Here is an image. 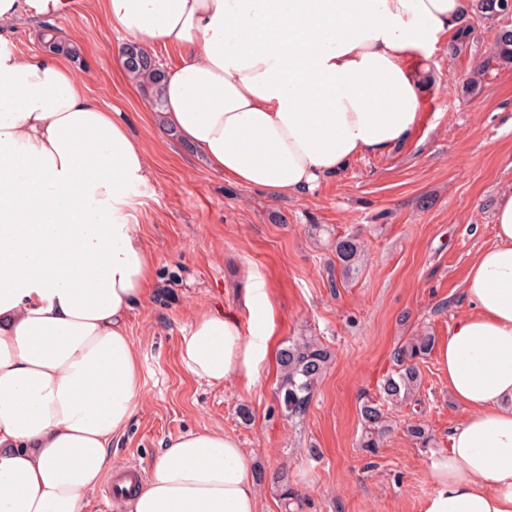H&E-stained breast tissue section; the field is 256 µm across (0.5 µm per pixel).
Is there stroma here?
Wrapping results in <instances>:
<instances>
[{"mask_svg":"<svg viewBox=\"0 0 512 512\" xmlns=\"http://www.w3.org/2000/svg\"><path fill=\"white\" fill-rule=\"evenodd\" d=\"M54 24L80 48L69 64L88 94L118 112L149 156V180L128 208L157 260L152 292L128 319L143 398L111 445L113 462L146 468L169 439L208 429L233 436L252 458L262 512H281L279 474L306 497L304 512H421L431 460L469 415L449 393L437 352L419 361L415 396L388 408L389 430L373 453L360 446V407L395 370L399 346L424 332L443 342L468 313L465 279L493 241L496 198L512 192V67L487 62L496 23L474 20L466 49L452 53L446 36L422 61L410 139L361 154L288 198L227 182L177 138L158 139L152 94L129 78L124 40L101 10L70 0ZM481 62L479 94L463 96L461 83ZM344 234L365 244L349 276L334 249ZM257 285L266 301H248ZM204 309L235 317L248 341L270 322L256 377L211 387L183 370L181 338ZM303 337L333 357L307 412L291 419L276 395L278 352ZM410 423L424 426L428 444L407 434Z\"/></svg>","mask_w":512,"mask_h":512,"instance_id":"1","label":"stroma"}]
</instances>
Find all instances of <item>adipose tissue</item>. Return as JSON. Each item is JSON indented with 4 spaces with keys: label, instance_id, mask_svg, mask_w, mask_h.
I'll use <instances>...</instances> for the list:
<instances>
[{
    "label": "adipose tissue",
    "instance_id": "1",
    "mask_svg": "<svg viewBox=\"0 0 512 512\" xmlns=\"http://www.w3.org/2000/svg\"><path fill=\"white\" fill-rule=\"evenodd\" d=\"M131 42L190 48L161 79V119L225 180L312 191L352 158L407 140L428 57L466 0H91ZM69 0H0V512H85L142 394L127 332L156 268L126 211L146 147L85 91L65 55L4 32ZM464 285L472 306L438 349L471 415L430 465L421 512H512V193ZM265 346L205 311L181 366L220 386ZM122 512H259L252 461L224 433L170 439L124 482ZM40 31L39 24L36 26L20 24L8 32L6 36L17 52L25 56H34L47 50L40 39Z\"/></svg>",
    "mask_w": 512,
    "mask_h": 512
}]
</instances>
